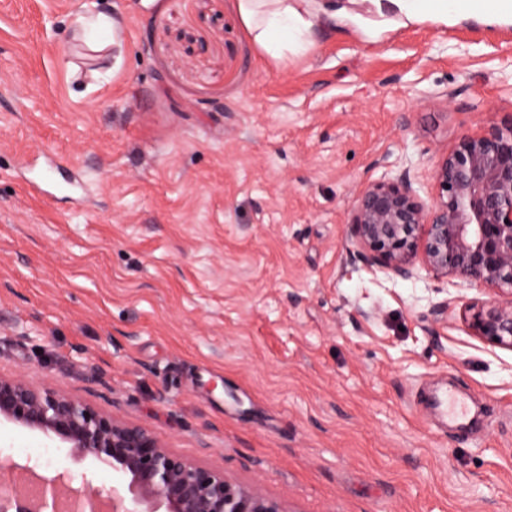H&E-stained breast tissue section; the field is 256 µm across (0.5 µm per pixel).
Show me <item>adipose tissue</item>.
I'll use <instances>...</instances> for the list:
<instances>
[{
  "label": "adipose tissue",
  "instance_id": "ef3b65f1",
  "mask_svg": "<svg viewBox=\"0 0 512 512\" xmlns=\"http://www.w3.org/2000/svg\"><path fill=\"white\" fill-rule=\"evenodd\" d=\"M471 0H238L241 20L273 60L347 26L370 36L407 24L447 23Z\"/></svg>",
  "mask_w": 512,
  "mask_h": 512
}]
</instances>
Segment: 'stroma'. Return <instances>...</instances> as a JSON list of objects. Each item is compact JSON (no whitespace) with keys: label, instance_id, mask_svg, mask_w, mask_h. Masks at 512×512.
<instances>
[{"label":"stroma","instance_id":"35a3bbf8","mask_svg":"<svg viewBox=\"0 0 512 512\" xmlns=\"http://www.w3.org/2000/svg\"><path fill=\"white\" fill-rule=\"evenodd\" d=\"M120 22L90 50L78 20ZM512 115V20L478 12L270 59L237 0H0V374L80 397L284 512H512V351L449 308L491 291L347 255L360 187L420 196ZM80 174L75 192L42 193ZM455 386L477 414L426 406ZM0 456L111 470L0 422Z\"/></svg>","mask_w":512,"mask_h":512}]
</instances>
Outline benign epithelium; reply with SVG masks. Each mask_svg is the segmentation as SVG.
I'll use <instances>...</instances> for the list:
<instances>
[{"label": "benign epithelium", "mask_w": 512, "mask_h": 512, "mask_svg": "<svg viewBox=\"0 0 512 512\" xmlns=\"http://www.w3.org/2000/svg\"><path fill=\"white\" fill-rule=\"evenodd\" d=\"M426 203L402 167L365 184L347 223L346 252L371 269L410 279L423 269L496 292L464 303L473 335L512 350V115L459 138L435 167ZM0 418L39 430L80 459L112 468V491L72 490L60 475L37 497L0 490V512H285L162 444L144 425L70 393L0 374Z\"/></svg>", "instance_id": "1"}]
</instances>
